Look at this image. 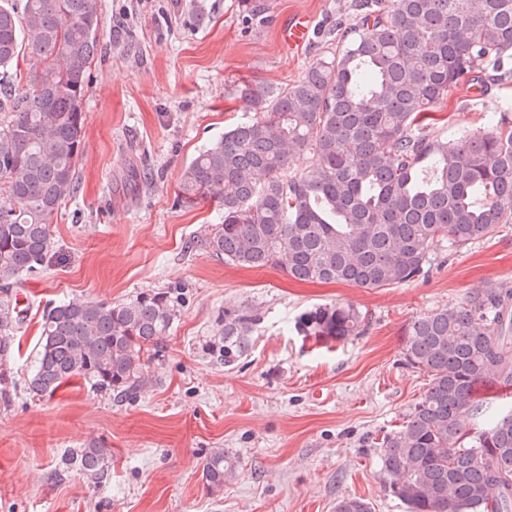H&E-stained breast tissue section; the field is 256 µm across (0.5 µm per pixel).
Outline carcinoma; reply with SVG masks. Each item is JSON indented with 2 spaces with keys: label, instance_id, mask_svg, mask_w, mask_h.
Wrapping results in <instances>:
<instances>
[{
  "label": "carcinoma",
  "instance_id": "cac0c4a2",
  "mask_svg": "<svg viewBox=\"0 0 512 512\" xmlns=\"http://www.w3.org/2000/svg\"><path fill=\"white\" fill-rule=\"evenodd\" d=\"M336 47L285 86L246 87L255 116L224 131L184 168L180 198L220 200L202 245L224 262L299 281L390 288L425 275L443 242L464 248L512 218V129L503 120L448 140L430 131L449 91L512 58V0H353ZM95 0H0V365L20 324L12 289L43 266L51 220L77 189L87 118L82 100L101 50ZM32 50L18 77L23 43ZM312 154L302 171L296 158ZM170 291L127 303L72 298L42 314L26 390L39 397L81 379L117 397L138 393L144 357L177 318ZM224 312V365L249 350L257 324ZM354 307L323 305L295 327L317 344L365 330ZM402 355L429 387L380 442L389 495L406 512H512V289L488 282L413 319ZM108 449L64 458L99 483ZM224 449L203 466L224 488ZM335 512H372L360 497Z\"/></svg>",
  "mask_w": 512,
  "mask_h": 512
}]
</instances>
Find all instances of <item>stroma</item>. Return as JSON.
Returning <instances> with one entry per match:
<instances>
[{"label": "stroma", "instance_id": "obj_1", "mask_svg": "<svg viewBox=\"0 0 512 512\" xmlns=\"http://www.w3.org/2000/svg\"><path fill=\"white\" fill-rule=\"evenodd\" d=\"M349 2L268 0L255 24L239 0H97L102 52L82 100L78 191L53 217V255L14 288L25 322L9 362L17 389L0 403V512H334L343 495L405 512L385 488L379 448L429 383L403 361L405 329L484 282L512 287V222L439 250L426 277L367 290L225 263L200 245L219 203L178 201L193 156L253 117L237 87L296 80ZM295 17L313 32L291 50L282 26ZM440 114L435 132L451 139L491 115L512 123V78L487 68L477 87L452 89ZM175 287L178 318L136 397L80 380L50 397L26 392L46 305ZM331 303L366 313L365 334L321 347L295 331L301 313ZM228 310L259 317L231 366L212 353ZM92 445L109 451L99 484L59 464ZM218 448L234 468L214 493L202 470Z\"/></svg>", "mask_w": 512, "mask_h": 512}]
</instances>
